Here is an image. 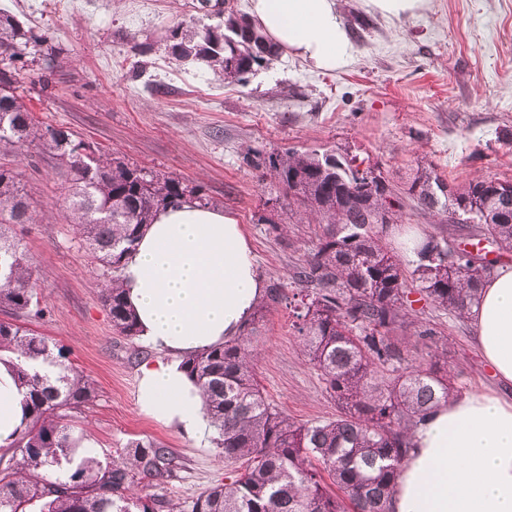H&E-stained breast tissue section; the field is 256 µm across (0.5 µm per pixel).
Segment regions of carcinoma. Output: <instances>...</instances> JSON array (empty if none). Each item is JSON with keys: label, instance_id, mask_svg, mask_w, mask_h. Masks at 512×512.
<instances>
[{"label": "carcinoma", "instance_id": "1", "mask_svg": "<svg viewBox=\"0 0 512 512\" xmlns=\"http://www.w3.org/2000/svg\"><path fill=\"white\" fill-rule=\"evenodd\" d=\"M233 14L216 26L173 29L167 53L216 68L232 82L277 60L280 50L247 16L232 25ZM44 43L45 35L0 11V148L20 155L48 150L74 172L72 219L108 274L104 303L113 327L135 338V316L113 273L157 210L187 193L203 207L209 200L175 177L100 154L62 128L40 126L21 103L16 83ZM243 162L268 170L288 192V204L303 208L322 228L316 252L293 276L300 296L294 329L336 403V417L301 424L271 406L256 378L251 337L238 336L183 361L218 432L214 443L229 466L224 483L182 502L132 492L143 482L161 486L178 477L180 459L157 440L131 441L105 465L87 454L68 479L52 477L73 461L77 441L69 421L95 397V387L65 364L63 348L52 352L44 337L19 324L42 314L25 250L10 232L32 217L17 172L0 165V311L13 317L0 321V351L19 360L16 375L27 407L24 426L9 444L11 457H0V512H388L411 430L458 392L449 371L409 364L406 346L395 338L412 324L409 295L465 318L495 268L481 241L512 251V188L475 177L445 193L442 176L423 166L403 190L392 191L368 183L356 158L336 152L249 149ZM390 200L396 224L407 200L437 223L456 216L479 254L428 235L414 249L413 268H404L372 223L373 212ZM415 335L437 348L434 356H447V339L437 327L420 323ZM40 361L54 370L37 366Z\"/></svg>", "mask_w": 512, "mask_h": 512}]
</instances>
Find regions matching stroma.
<instances>
[{"mask_svg": "<svg viewBox=\"0 0 512 512\" xmlns=\"http://www.w3.org/2000/svg\"><path fill=\"white\" fill-rule=\"evenodd\" d=\"M199 0H87L77 10L42 13L36 0H0V10L46 33L53 54L22 70L18 93L42 125L70 131L102 154L178 177L236 216L266 287L291 296L292 276L320 229L289 205L284 189L244 164L246 149L336 151L381 167L403 185L419 161L450 184L483 174L512 181V0H430L421 13L386 18L365 0H339L356 52L333 71L281 54L230 83L212 68L165 51L177 26L214 25ZM32 223L15 225L46 314L30 332L63 348L94 383L96 396L74 415L72 435L108 463L133 440L166 443L183 463L165 497L192 500L224 479L211 438L197 439L144 415L138 403L143 346L112 325L101 265L80 248L65 200L73 171L47 151L16 166ZM420 322L448 338L460 391L499 387L474 342L469 319L415 303ZM257 380L267 401L298 423L335 417V403L303 355L285 304L251 316Z\"/></svg>", "mask_w": 512, "mask_h": 512, "instance_id": "stroma-1", "label": "stroma"}]
</instances>
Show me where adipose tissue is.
Here are the masks:
<instances>
[{"label":"adipose tissue","instance_id":"ef3b65f1","mask_svg":"<svg viewBox=\"0 0 512 512\" xmlns=\"http://www.w3.org/2000/svg\"><path fill=\"white\" fill-rule=\"evenodd\" d=\"M250 18L280 50L332 71L354 45L336 0H250ZM122 288L139 334L164 356L140 367L141 411L202 437L210 429L185 355L237 336L265 284L237 218L184 202L157 211L122 269ZM475 343L499 383L512 384V266L485 281L469 311ZM15 359L0 360V446L27 413ZM390 512H512V400L473 391L440 403L417 426Z\"/></svg>","mask_w":512,"mask_h":512}]
</instances>
